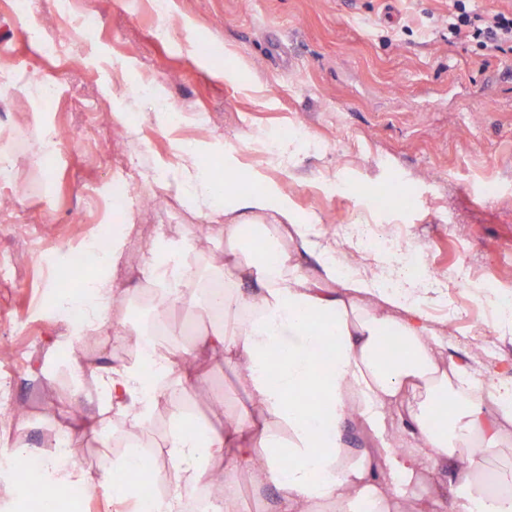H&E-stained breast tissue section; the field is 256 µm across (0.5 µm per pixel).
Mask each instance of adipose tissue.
<instances>
[{"mask_svg": "<svg viewBox=\"0 0 512 512\" xmlns=\"http://www.w3.org/2000/svg\"><path fill=\"white\" fill-rule=\"evenodd\" d=\"M189 208L201 218L223 217L227 250L205 277L187 264L188 243L159 239L147 261L149 279L167 304L201 305L219 320L196 344L242 363L257 409L241 410L221 430L195 427L183 402L194 379L179 369L176 351H157L160 377L146 386L143 366L101 369L92 389L75 383L72 405L80 426L59 425L56 436L70 443L78 427L95 429L105 415H122L142 431L159 401H167L173 427L166 457L175 481L164 497L165 512H184L189 490L211 461L226 458L231 471L261 472L280 497V512H403L429 463L452 465L455 512H512V474L488 487L475 469L457 470L473 449L494 454L512 434V379L484 384L462 365L441 359V344L409 289L391 291L369 276H345L331 248H319L315 223L300 222L277 185L246 197L224 198L211 176L183 166L171 177ZM123 237H113L100 256V271L83 296L60 295L89 317L74 335L100 330L123 258ZM320 252L319 275L303 271L298 252ZM396 351L384 354L383 338ZM442 413L445 429L433 419ZM399 415L402 430L392 428ZM367 428L376 457L348 446L351 423ZM146 459L131 448L105 475L113 500L141 498L129 482ZM45 481L57 489L91 484V473L54 453L42 454Z\"/></svg>", "mask_w": 512, "mask_h": 512, "instance_id": "ef3b65f1", "label": "adipose tissue"}]
</instances>
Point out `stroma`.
<instances>
[{
  "label": "stroma",
  "instance_id": "35a3bbf8",
  "mask_svg": "<svg viewBox=\"0 0 512 512\" xmlns=\"http://www.w3.org/2000/svg\"><path fill=\"white\" fill-rule=\"evenodd\" d=\"M0 0V63L14 92H0V147L15 170L0 185L10 199L0 209V389L28 413L0 410V449L24 443L47 450L56 424L71 409L68 360L61 340L69 320L54 306L50 269L104 226L127 236L115 273L126 287L109 307L96 339L73 337L87 372L124 362L113 323L133 320L147 288L145 262L153 242L176 226V240L193 242L187 262L209 265L224 236L200 217L176 188L146 173L182 165L179 144L205 143L202 157L232 158L228 170L254 174L283 188L301 221H315L321 244L351 243L357 225L396 239L424 283L420 304L444 339L448 361L496 381L512 366V333L486 315L512 295V51L486 55L476 41H449L453 0H173L168 14L154 0ZM94 16L97 33L76 40L69 55L36 49L31 25L53 32ZM124 72L112 68L114 59ZM55 85L46 106L28 76ZM181 114L161 124L160 108ZM304 141L287 158L267 159L263 140L293 122ZM50 131L56 149L37 165V133ZM133 181L139 199L110 205L115 185ZM408 197L404 206H370L387 186ZM198 379L186 393L222 398L221 411H198L220 426L248 405L243 374L222 357L195 355ZM127 426L111 415L80 438L90 485L68 488L69 512H133L112 503L101 479L127 444ZM236 512H279L275 489L236 474Z\"/></svg>",
  "mask_w": 512,
  "mask_h": 512
}]
</instances>
